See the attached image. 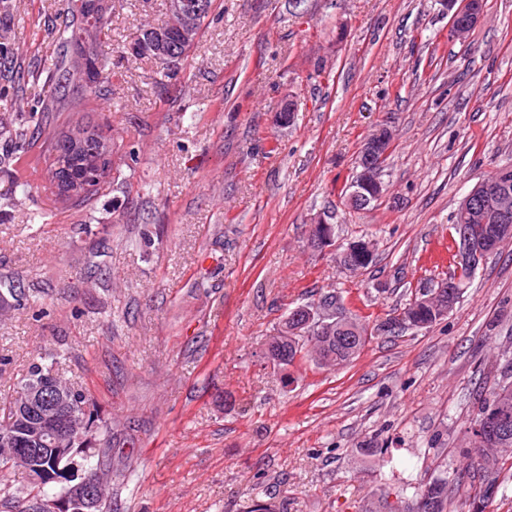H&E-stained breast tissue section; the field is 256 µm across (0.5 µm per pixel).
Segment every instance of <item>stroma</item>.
<instances>
[{
  "label": "stroma",
  "instance_id": "stroma-1",
  "mask_svg": "<svg viewBox=\"0 0 512 512\" xmlns=\"http://www.w3.org/2000/svg\"><path fill=\"white\" fill-rule=\"evenodd\" d=\"M167 0H112V92L79 109L120 144L125 189L52 202L43 143L26 201L0 208V277L45 290L46 315L0 311V396L32 359L68 348L65 378L100 408L114 455L112 512H363L403 482L466 466L480 393L512 357V241L479 265L433 327L371 337L347 365L279 366L265 343L288 310L324 295L377 323L448 278L463 198L512 164V0H485L467 44L445 0H214L179 75L117 47L168 17ZM66 0H0V121L23 96L45 111L41 60L69 62L45 21ZM296 104L287 126L276 117ZM395 142L383 197L340 190L377 122ZM42 212L45 222L32 223ZM331 215L370 241L361 274L306 243Z\"/></svg>",
  "mask_w": 512,
  "mask_h": 512
}]
</instances>
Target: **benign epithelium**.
<instances>
[{"instance_id":"obj_1","label":"benign epithelium","mask_w":512,"mask_h":512,"mask_svg":"<svg viewBox=\"0 0 512 512\" xmlns=\"http://www.w3.org/2000/svg\"><path fill=\"white\" fill-rule=\"evenodd\" d=\"M484 0H448V38L462 45L483 13ZM172 21L148 29L150 54L158 64L170 62L167 30L171 27L178 32L180 39L193 44L198 38V26L204 16V3L201 0H169ZM95 137V132L77 127L68 135V145L74 152H81L87 140ZM394 141V131L388 124L377 128L367 137L358 153V164L362 174L370 176L378 171L380 162L388 154ZM112 144L98 139V149L83 156L81 170L72 175H53L56 191L62 196H82L94 190L110 168ZM345 205L363 209L369 200L362 194L358 183L351 182L344 196ZM458 213L463 220L459 243L456 245L457 262L472 269L478 267L485 257L499 244L512 239V167L506 165L498 170L493 182L481 181L461 201ZM316 251L336 252L337 263L344 269L354 267L356 254L353 249L344 251L336 247L330 233L322 231L320 237L311 243ZM462 287L458 279H445L425 292L423 302L435 296L444 304L442 316L446 317L455 310V304L448 301L453 290ZM335 323L334 312L330 309L307 308L304 319L297 325L282 328V335L293 339L305 338L313 331H322ZM340 325L356 336L387 333L395 328L393 323H381L375 327L363 326L349 318ZM23 402L20 403L27 424L37 440L45 446L63 448L71 425L74 405L68 394L55 389L48 380L27 382L22 390ZM470 435L480 443L489 440L507 443L512 440V372H503L491 406L475 419L469 428ZM100 493L94 482L85 478L70 487L69 493L61 499H48L42 502V512H94L99 507Z\"/></svg>"}]
</instances>
